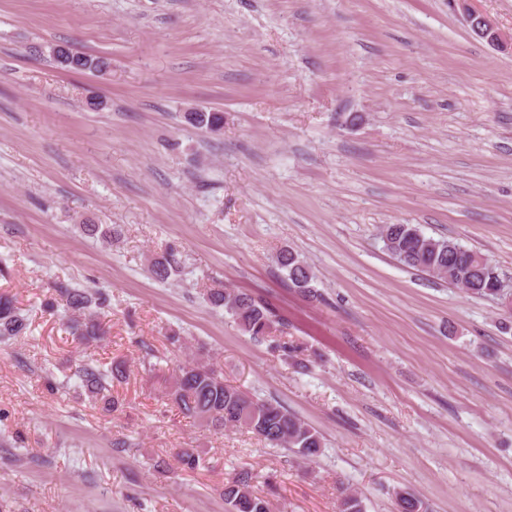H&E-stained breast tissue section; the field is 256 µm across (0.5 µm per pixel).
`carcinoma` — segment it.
I'll use <instances>...</instances> for the list:
<instances>
[{"instance_id": "carcinoma-1", "label": "carcinoma", "mask_w": 512, "mask_h": 512, "mask_svg": "<svg viewBox=\"0 0 512 512\" xmlns=\"http://www.w3.org/2000/svg\"><path fill=\"white\" fill-rule=\"evenodd\" d=\"M187 122L213 130L224 124L221 112H189ZM82 229L110 243L118 231L110 225L84 224ZM385 248L407 267L421 270L475 297L505 300L512 293L501 287L502 278L496 268L479 251L454 241L426 237L413 224H387L382 231ZM277 263L288 272V280L305 298H313L314 275L300 256L292 250L277 255ZM179 271L174 253L155 260L151 274L166 281ZM67 307L74 313L69 329L84 342L101 338L100 326L85 314L92 304H102L103 298L86 290L63 288ZM208 300L231 315L245 333L264 338L272 330V310L245 292L235 294L224 288H211ZM27 323L15 305L13 296L0 293V336H19ZM125 365L117 362L109 367L85 364L76 371L77 387L94 401L108 409L114 405L110 382L122 374ZM168 396L188 419L206 424L215 431L246 429L273 448H289L304 459L319 456L324 447L323 436L314 427L282 405L262 400L240 388L224 383V378L210 363L187 361L178 367ZM254 475L242 468L224 482V502L229 512H271L270 502L253 489ZM396 512H426L425 502L418 496L399 489L394 491Z\"/></svg>"}]
</instances>
